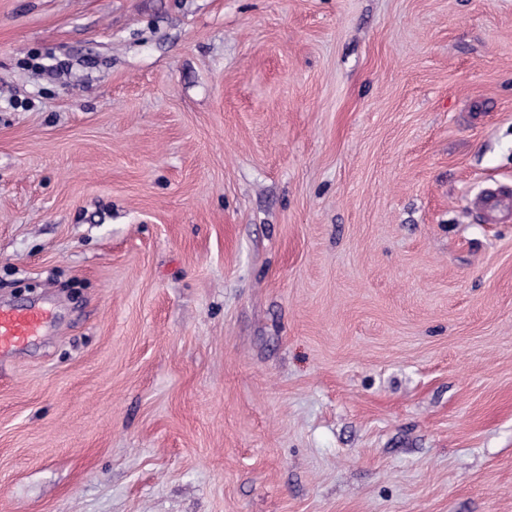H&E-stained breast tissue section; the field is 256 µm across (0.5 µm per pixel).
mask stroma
<instances>
[{
    "mask_svg": "<svg viewBox=\"0 0 512 512\" xmlns=\"http://www.w3.org/2000/svg\"><path fill=\"white\" fill-rule=\"evenodd\" d=\"M497 186L512 0H0V512H512ZM479 206L491 222L505 223L512 220V192L509 189H485L479 198ZM49 311L43 307L0 305V357L26 347L44 329Z\"/></svg>",
    "mask_w": 512,
    "mask_h": 512,
    "instance_id": "35a3bbf8",
    "label": "stroma"
}]
</instances>
